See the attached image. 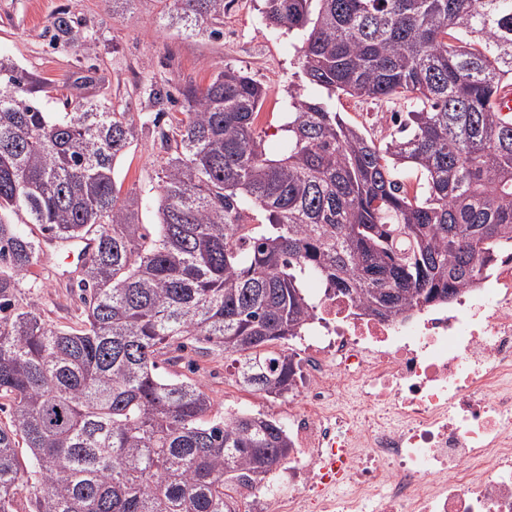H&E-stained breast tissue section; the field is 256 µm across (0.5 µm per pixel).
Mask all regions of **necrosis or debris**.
<instances>
[{
	"label": "necrosis or debris",
	"mask_w": 512,
	"mask_h": 512,
	"mask_svg": "<svg viewBox=\"0 0 512 512\" xmlns=\"http://www.w3.org/2000/svg\"><path fill=\"white\" fill-rule=\"evenodd\" d=\"M283 404L289 491L249 512H512V250L383 321L321 291Z\"/></svg>",
	"instance_id": "4bbe7bcc"
}]
</instances>
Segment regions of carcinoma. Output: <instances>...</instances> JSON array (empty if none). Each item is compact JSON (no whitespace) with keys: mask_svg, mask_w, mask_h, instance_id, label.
<instances>
[{"mask_svg":"<svg viewBox=\"0 0 512 512\" xmlns=\"http://www.w3.org/2000/svg\"><path fill=\"white\" fill-rule=\"evenodd\" d=\"M227 0H173L170 22L213 36ZM266 24L296 33L298 78L286 137L267 155L256 131L265 89L224 67L179 90L154 125L159 223L122 193L116 164L144 126L84 98L45 112L29 73L0 58V512H242L288 460L285 426L261 414L209 417L202 386L158 371L162 349L193 339L233 357L267 396L298 365L269 347L299 335L315 281L389 319L446 303L474 283L482 255L512 246V0H264ZM53 40L94 50L65 12ZM409 105L373 139L336 100ZM148 100L172 102L153 82ZM424 177L410 194L405 172ZM258 210L269 228L248 223ZM92 237L79 266L84 319L50 326L13 308L41 251L21 229ZM28 449V459L18 448Z\"/></svg>","mask_w":512,"mask_h":512,"instance_id":"carcinoma-1","label":"carcinoma"}]
</instances>
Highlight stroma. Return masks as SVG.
<instances>
[{
  "mask_svg": "<svg viewBox=\"0 0 512 512\" xmlns=\"http://www.w3.org/2000/svg\"><path fill=\"white\" fill-rule=\"evenodd\" d=\"M170 0H132L125 12H113L110 0H0V56L12 59L40 79L36 96L47 112H61L66 101L83 96L107 99L136 121L154 119L143 87L154 79L170 91L193 84L206 85L224 67L241 70L267 90L256 128L269 150L284 138L282 127L288 93L297 70L299 40L287 30L267 26L262 0H233L224 14L219 38L192 36L169 25ZM59 12L78 21L81 35L97 39L94 52L85 53L51 40L50 19ZM341 110L348 121L363 126L377 139L393 132L388 116L394 104L346 98ZM158 145L146 137L133 145L116 165L123 191L150 188L156 181ZM17 310L36 306L50 325L80 327L84 304L78 274L61 256L39 257L15 290ZM160 371L200 384L209 395L214 414L259 411L255 400L240 399L230 358L204 351L197 344L165 349ZM264 415L282 419L273 401Z\"/></svg>",
  "mask_w": 512,
  "mask_h": 512,
  "instance_id": "35a3bbf8",
  "label": "stroma"
}]
</instances>
